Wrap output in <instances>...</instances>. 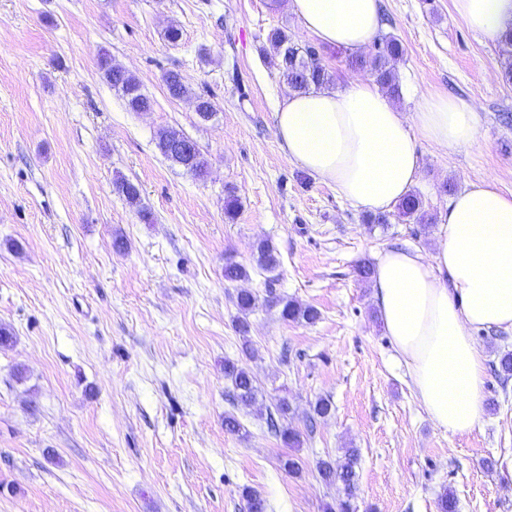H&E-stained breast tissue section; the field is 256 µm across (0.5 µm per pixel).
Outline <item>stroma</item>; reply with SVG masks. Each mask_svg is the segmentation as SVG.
I'll return each mask as SVG.
<instances>
[{
	"mask_svg": "<svg viewBox=\"0 0 512 512\" xmlns=\"http://www.w3.org/2000/svg\"><path fill=\"white\" fill-rule=\"evenodd\" d=\"M288 4L0 0V326L13 334L0 345V512H249L246 489L265 512H326L344 489L318 466L351 448L355 512H440L447 491L454 512H512V377L496 371L512 333L475 332L483 413L467 435L444 431L358 273L391 246L429 253L454 192L487 180L512 192L504 46L471 30L452 0H381V32L404 48L395 105L412 113L424 96H453L473 107L478 137L445 152L420 142L413 190L425 221L370 224L276 136L290 89L268 37L280 29L316 46ZM317 48L331 88L370 78L345 50ZM105 52L150 111H131L106 81ZM169 71L211 99L210 119L192 97L169 96ZM164 128L197 143L204 177L159 152ZM120 177L138 185L140 207L116 192ZM262 240L276 271L257 264ZM229 258L248 279L225 281ZM243 290L256 298L244 334ZM280 299L319 320H282ZM228 360L254 376L252 405H231ZM321 398L330 413L311 417ZM283 399L282 422L301 435L293 449L267 426ZM230 411L239 433L224 429ZM289 455L297 472L281 467Z\"/></svg>",
	"mask_w": 512,
	"mask_h": 512,
	"instance_id": "stroma-1",
	"label": "stroma"
}]
</instances>
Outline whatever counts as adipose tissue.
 <instances>
[{
  "mask_svg": "<svg viewBox=\"0 0 512 512\" xmlns=\"http://www.w3.org/2000/svg\"><path fill=\"white\" fill-rule=\"evenodd\" d=\"M303 29L321 43L362 52L380 27L379 0H290ZM473 30L495 40L512 26V0H453ZM276 135L303 170L334 184L354 207L385 212L421 170L419 141L448 150L478 135L473 108L445 94L400 112L372 80L340 91L292 93L276 112ZM371 286L396 353L408 366L430 420L453 434L481 418L485 351L475 328L512 330V193L471 185L451 202L431 254L380 252Z\"/></svg>",
  "mask_w": 512,
  "mask_h": 512,
  "instance_id": "1",
  "label": "adipose tissue"
}]
</instances>
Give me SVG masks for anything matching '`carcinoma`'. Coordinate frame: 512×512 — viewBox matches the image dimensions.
<instances>
[{"instance_id":"1","label":"carcinoma","mask_w":512,"mask_h":512,"mask_svg":"<svg viewBox=\"0 0 512 512\" xmlns=\"http://www.w3.org/2000/svg\"><path fill=\"white\" fill-rule=\"evenodd\" d=\"M270 41L276 49V61L279 72L288 86L297 92H307L311 88L320 89L329 83V74L321 64L318 52L311 46L300 47L286 33L276 30L271 34ZM403 55L401 42L393 36H384L375 46V52L368 58L359 60L361 66L370 69L376 81L391 96L399 95V85L392 67V62ZM99 68L106 80L122 90L129 107L135 112L150 110V99L141 92L138 82L130 76L125 69L112 62V58L105 54L99 59ZM165 86L169 95L175 99L191 96V91L184 83L182 76L170 71L164 75ZM157 146L163 155L173 163L183 167L197 176H203L208 169L207 159L200 152L186 153V136L175 130H163L157 138ZM116 188L132 205L140 203V189L130 181L119 180ZM400 217L417 216L425 218L422 212V201L415 192L408 193L396 206ZM258 265L267 271L279 266V258L275 247L266 240L257 246ZM248 277L246 268L228 259L224 263V280L234 282ZM256 298L251 292L241 291L237 295L236 305L241 317L237 318L236 325L239 331L246 332L249 324L246 315L255 307ZM281 318L285 321L304 320L315 322L320 317L319 311L312 306H301L294 301L281 302ZM224 376L233 387V402L247 405L252 402L256 392V384L250 372L232 361L224 362ZM356 450H348L347 461L335 465L330 461L319 463L321 477L327 482L339 480L344 485L346 498L339 500L336 507H327V512H352L351 498L354 489V464Z\"/></svg>"}]
</instances>
